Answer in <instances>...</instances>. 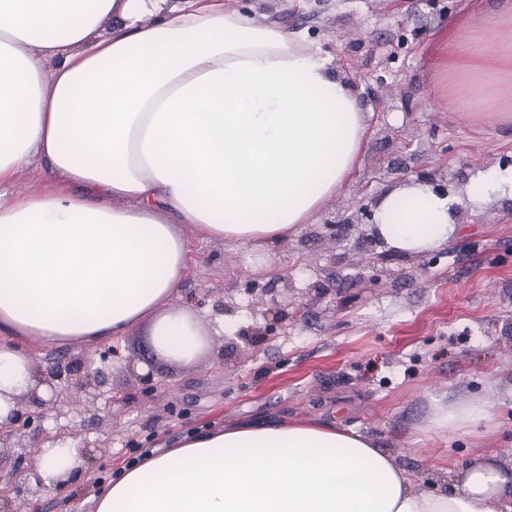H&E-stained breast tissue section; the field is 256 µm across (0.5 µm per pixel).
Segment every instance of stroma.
Segmentation results:
<instances>
[{"label":"stroma","instance_id":"stroma-1","mask_svg":"<svg viewBox=\"0 0 512 512\" xmlns=\"http://www.w3.org/2000/svg\"><path fill=\"white\" fill-rule=\"evenodd\" d=\"M256 20L307 33L358 93L370 135L360 171L301 231L265 250L199 240L175 303L224 320L223 335L192 367L149 350L138 327L111 347L37 350L48 363L100 371L81 395L50 381L57 400L24 399L25 429L0 434V471L13 473L16 512H96L99 487L133 457L188 432L233 420L305 416L354 430L393 452L419 485L480 458L512 466V191L468 197L473 177L512 169V120L485 116L443 73L446 50L512 14V0H226ZM457 96L443 111L440 89ZM434 174L462 215L448 245L423 255L386 252L362 270L356 235L328 223H366L389 187ZM282 312L262 338L268 310ZM153 372L143 392L141 368ZM488 400L491 428L439 434L437 401ZM75 444L87 463L63 492L33 482L34 444Z\"/></svg>","mask_w":512,"mask_h":512}]
</instances>
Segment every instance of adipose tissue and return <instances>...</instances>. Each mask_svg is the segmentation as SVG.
I'll use <instances>...</instances> for the list:
<instances>
[{"instance_id":"1","label":"adipose tissue","mask_w":512,"mask_h":512,"mask_svg":"<svg viewBox=\"0 0 512 512\" xmlns=\"http://www.w3.org/2000/svg\"><path fill=\"white\" fill-rule=\"evenodd\" d=\"M0 0V427L46 396L30 346L94 347L147 326L154 352L193 365L224 327L173 300L205 239L262 250L296 235L358 171L367 114L330 54L222 0ZM112 28L96 32L104 21ZM512 36L471 37L450 67L469 88L512 75ZM40 163L44 188L9 199ZM454 199L421 183L381 194L388 248L433 250ZM486 400L437 405L430 426L472 429ZM77 448L48 443L41 486ZM96 512H512V472L490 459L452 489L415 485L394 455L312 418L198 430L124 470Z\"/></svg>"}]
</instances>
